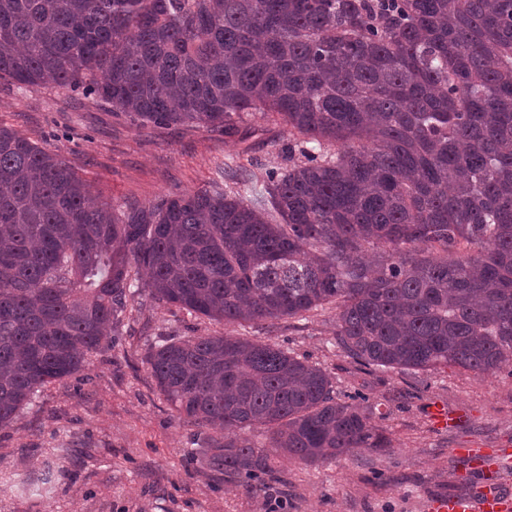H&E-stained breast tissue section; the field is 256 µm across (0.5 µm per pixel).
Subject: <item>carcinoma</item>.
Segmentation results:
<instances>
[{
    "label": "carcinoma",
    "instance_id": "carcinoma-1",
    "mask_svg": "<svg viewBox=\"0 0 512 512\" xmlns=\"http://www.w3.org/2000/svg\"><path fill=\"white\" fill-rule=\"evenodd\" d=\"M1 80L226 139L258 111L302 160L269 209L222 183L116 208L0 125V429L112 344L134 287L226 324L329 306L366 367L512 359V0H0ZM147 363L253 495L280 477L244 429L305 463L389 447L273 343L170 337Z\"/></svg>",
    "mask_w": 512,
    "mask_h": 512
}]
</instances>
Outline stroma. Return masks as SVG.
Masks as SVG:
<instances>
[{"label": "stroma", "mask_w": 512, "mask_h": 512, "mask_svg": "<svg viewBox=\"0 0 512 512\" xmlns=\"http://www.w3.org/2000/svg\"><path fill=\"white\" fill-rule=\"evenodd\" d=\"M0 124L69 159L97 200L140 206L211 187L226 163L245 165L263 193L294 142L287 126L258 113L242 119L246 140H228L203 128L142 127L77 93L4 81ZM335 331L331 308L227 326L136 296L86 379L41 389L0 429V512H259V498L213 467L206 437L178 418L145 361L166 338L224 334L275 343L321 367L337 398L354 396L391 442L381 453L314 464L275 457L281 480L272 489L287 498V512H429L432 496L469 494L481 476L458 451L512 443V370L369 369L335 347ZM436 402L464 422L438 428ZM47 470L50 483L38 486Z\"/></svg>", "instance_id": "1"}]
</instances>
